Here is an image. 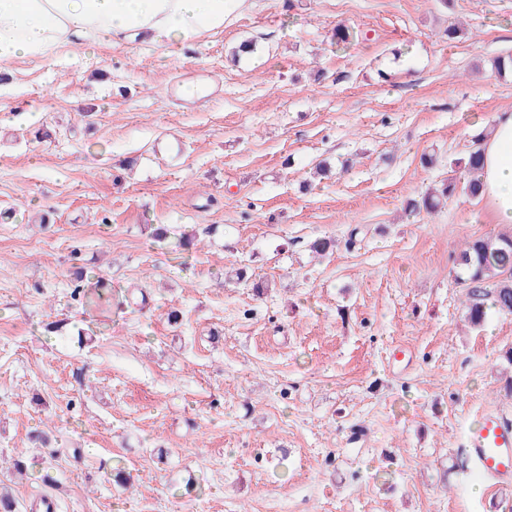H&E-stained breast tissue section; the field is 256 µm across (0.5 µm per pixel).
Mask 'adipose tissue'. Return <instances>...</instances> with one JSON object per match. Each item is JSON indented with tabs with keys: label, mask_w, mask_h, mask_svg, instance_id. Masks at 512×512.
Here are the masks:
<instances>
[{
	"label": "adipose tissue",
	"mask_w": 512,
	"mask_h": 512,
	"mask_svg": "<svg viewBox=\"0 0 512 512\" xmlns=\"http://www.w3.org/2000/svg\"><path fill=\"white\" fill-rule=\"evenodd\" d=\"M250 0H0V63L54 60L60 49L145 40L183 47L222 29ZM475 177L491 223L512 229V110L496 113L477 141Z\"/></svg>",
	"instance_id": "1"
}]
</instances>
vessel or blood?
Listing matches in <instances>:
<instances>
[{
  "mask_svg": "<svg viewBox=\"0 0 512 512\" xmlns=\"http://www.w3.org/2000/svg\"><path fill=\"white\" fill-rule=\"evenodd\" d=\"M465 446L477 470L499 488L512 487V417L484 411L481 424L467 432Z\"/></svg>",
  "mask_w": 512,
  "mask_h": 512,
  "instance_id": "1",
  "label": "vessel or blood"
}]
</instances>
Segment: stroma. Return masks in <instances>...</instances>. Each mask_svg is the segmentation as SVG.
<instances>
[{"instance_id":"1","label":"stroma","mask_w":512,"mask_h":512,"mask_svg":"<svg viewBox=\"0 0 512 512\" xmlns=\"http://www.w3.org/2000/svg\"><path fill=\"white\" fill-rule=\"evenodd\" d=\"M507 54L512 0H252L185 49L1 66L16 512L51 493L58 512H483L460 444L512 411V316L467 324L456 259L499 227L462 189L405 207L512 109ZM457 188L458 182L456 177H448V181L443 184L441 190L436 194L429 195L421 201L409 202L410 211L414 212L420 209V207L426 210H435L439 205L451 199L456 194Z\"/></svg>"}]
</instances>
